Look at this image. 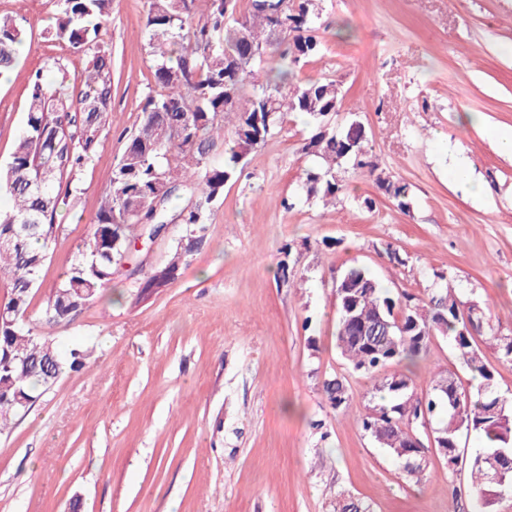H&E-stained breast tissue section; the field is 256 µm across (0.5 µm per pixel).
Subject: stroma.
Listing matches in <instances>:
<instances>
[{"instance_id":"obj_1","label":"stroma","mask_w":512,"mask_h":512,"mask_svg":"<svg viewBox=\"0 0 512 512\" xmlns=\"http://www.w3.org/2000/svg\"><path fill=\"white\" fill-rule=\"evenodd\" d=\"M321 7L325 49L296 79L339 83L330 123L362 121L380 169L407 184L409 210L365 170H338L344 189L331 204L301 194L313 124L293 116L225 186L202 241L165 287L144 285L185 239L180 224L132 249L70 322L45 324L49 291L87 242L153 84L144 0H112L100 32L111 112L76 175L78 193L57 212L26 320L60 349L82 343L93 355L0 434V512H69L76 499L81 512H336L344 497L369 512H476L468 469L448 470L432 429L414 428L427 461L415 483L358 425L382 375L352 372L336 350V277L361 265L420 302L450 283L490 324L479 348L512 336V157L463 120L475 112L512 128V0ZM0 16L17 18L27 46L0 86L2 168L25 127L31 76L57 59L81 89L90 56L49 37L50 0H0ZM452 150L485 182V197L449 179ZM436 371L475 385L441 336L412 369L418 397ZM338 376L351 395L343 411L324 391Z\"/></svg>"}]
</instances>
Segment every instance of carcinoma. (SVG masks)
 <instances>
[{
    "label": "carcinoma",
    "instance_id": "carcinoma-1",
    "mask_svg": "<svg viewBox=\"0 0 512 512\" xmlns=\"http://www.w3.org/2000/svg\"><path fill=\"white\" fill-rule=\"evenodd\" d=\"M204 2L199 11L196 0H145L154 88L144 98L138 129L113 165L97 224L76 262L50 291L43 310L48 325L71 321L97 299L134 238L176 219L185 226L188 244L149 278L145 289L166 286L185 253L202 240L211 213L224 201V186L241 175L253 150L284 128L290 113L316 121L304 145L317 160L305 170L300 186L307 198L335 200L343 190L336 170L349 165L378 172L379 188L401 209L410 207L408 187L378 171L364 124L356 118L340 126L327 121L338 111L336 81L294 82V67L322 52L316 35L319 0H306L297 16L291 15V0L282 9L277 0L268 10L251 5L244 14L239 0ZM111 5L112 0H52V36L92 51L91 70L76 97L60 63L48 65L54 73L50 82L35 75L25 129L0 172V192L12 201L9 209L0 210V274L10 285L8 298L0 303V434L31 408L37 391L49 389L64 372L81 369L88 358L80 348L61 356L52 339L32 335L24 320L55 242L58 208L73 194L72 181L63 177L81 170L94 153L111 112L112 70L97 42ZM23 37L16 20L0 18V69L13 66ZM248 83L251 96L234 105ZM219 140L224 143L221 162L211 158ZM191 189L194 202L175 212L169 209L172 199ZM22 224L28 230L18 236ZM337 286L336 347L353 371L384 372L376 387L379 402L358 419L362 430L401 462L406 479H423L424 449L409 447L412 423L402 407L413 381L389 366L413 362L434 336L446 337L479 383L466 390L450 372L433 374L426 414L439 423L437 447L448 470L468 462L481 512H497L499 503L512 499V402L498 392L486 353L472 334L464 333L475 306H465L448 285L422 306L355 265L343 271ZM493 340V355L511 364L508 337ZM326 393L336 408L349 406L342 379L329 381ZM464 432L483 440L467 456L460 448ZM498 468L506 472V481L493 486L488 475Z\"/></svg>",
    "mask_w": 512,
    "mask_h": 512
}]
</instances>
